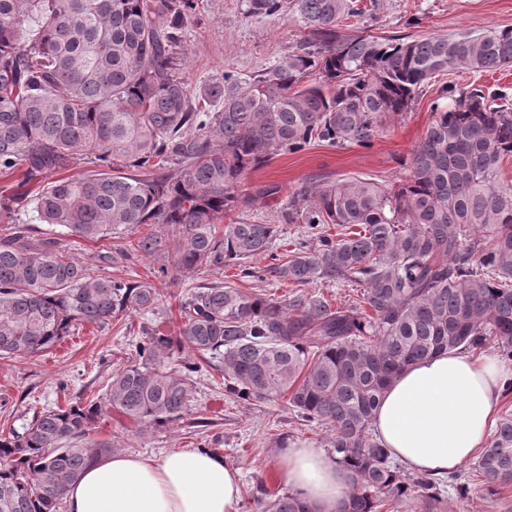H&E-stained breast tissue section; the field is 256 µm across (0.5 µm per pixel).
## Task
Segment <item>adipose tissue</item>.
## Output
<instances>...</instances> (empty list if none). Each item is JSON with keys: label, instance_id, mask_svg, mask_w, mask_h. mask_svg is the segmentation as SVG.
Returning a JSON list of instances; mask_svg holds the SVG:
<instances>
[{"label": "adipose tissue", "instance_id": "adipose-tissue-1", "mask_svg": "<svg viewBox=\"0 0 512 512\" xmlns=\"http://www.w3.org/2000/svg\"><path fill=\"white\" fill-rule=\"evenodd\" d=\"M512 364L491 352L445 351L403 369L374 414L373 438L407 470L445 479L479 454ZM280 482L312 512H341L351 492L335 455L310 442L278 449ZM242 474L203 446L89 463L66 492L68 512H240Z\"/></svg>", "mask_w": 512, "mask_h": 512}]
</instances>
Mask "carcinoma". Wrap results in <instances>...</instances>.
<instances>
[{
  "mask_svg": "<svg viewBox=\"0 0 512 512\" xmlns=\"http://www.w3.org/2000/svg\"><path fill=\"white\" fill-rule=\"evenodd\" d=\"M197 0H0V174L96 170L61 177L30 204L42 224L91 241L142 225L179 227L180 270H224L258 257L298 287L354 282L359 303L316 296L260 297L222 282L181 302V336L159 328L137 345L142 362L111 377L105 396L36 412L19 432L0 430V512H60L67 487L98 458L92 426L116 412L141 430L183 417L185 375L168 367L173 345L224 363V394L286 397L302 421L330 434L352 476L344 512H382L411 497L442 501L441 481L407 473L370 436L390 381L413 362L494 341L512 361V103L472 88L434 106L410 172L386 188L362 178L303 188L280 211L316 243L274 251L277 225L236 221L216 230L249 170L315 142L370 147L387 120L450 69L512 65V28L479 34L378 39L342 35L351 0H248L252 17L297 13L307 46L265 72L224 73L203 89L180 76L182 32ZM218 107L212 111V107ZM17 199L0 197V355L41 352L79 326L151 313L150 280L94 275L56 242H29ZM328 224L342 227L334 236ZM481 237L473 238L472 233ZM452 477L459 498L474 477L490 495L512 486V413L474 463ZM265 512H311L293 493Z\"/></svg>",
  "mask_w": 512,
  "mask_h": 512,
  "instance_id": "obj_1",
  "label": "carcinoma"
}]
</instances>
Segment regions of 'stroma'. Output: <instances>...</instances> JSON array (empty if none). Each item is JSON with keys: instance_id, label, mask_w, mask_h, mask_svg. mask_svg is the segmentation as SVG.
Returning a JSON list of instances; mask_svg holds the SVG:
<instances>
[{"instance_id": "35a3bbf8", "label": "stroma", "mask_w": 512, "mask_h": 512, "mask_svg": "<svg viewBox=\"0 0 512 512\" xmlns=\"http://www.w3.org/2000/svg\"><path fill=\"white\" fill-rule=\"evenodd\" d=\"M246 4L247 0H198V8L183 32L187 64L182 74L192 87L225 72L244 78L259 74L306 44L308 32L297 14L256 18L248 14ZM355 7L356 15L340 23V33L359 30L379 38H402L512 28V0H355ZM445 86L456 91L480 87L512 97V67L488 73L451 69L430 80L410 110L388 122L371 147L337 148L317 143L298 153L274 156L243 178L237 203L225 211L224 223L243 218L277 225L275 248L286 254L309 237L303 225L279 221V210L290 196L309 185L349 177L371 179L386 187L396 184L424 136L433 103ZM43 185V180L26 182L16 173L0 175V195H14L22 201L19 218L32 227L31 243L56 239L60 250L95 274L129 280L154 278L160 293L158 313H128L105 327L86 324L51 349L0 357V425L20 429L43 409L103 395L113 373L138 363L136 346L145 341L147 332L157 327L168 335H178L180 305L189 287L217 279L255 294L286 297L296 292L294 284L266 275L269 261L265 258L252 260L257 271L253 277L243 276L236 265L225 266L220 274L201 268L173 269L167 276H157V257L135 251L133 245L151 232L166 253H175L181 240L176 228L152 224L112 241L76 239L64 228L36 222L29 201ZM190 384L188 409L172 424L135 432L123 430L118 418L99 420L91 438L102 444L103 456H150L201 445L213 448L242 471L240 512H260L257 499L261 491H286L276 474L279 435L287 434L292 442L312 441L321 448L327 445L326 429L300 421L286 398L257 402L225 396L220 366H202L191 374ZM438 512H512V487L494 497L477 490L463 500L451 487H444Z\"/></svg>"}]
</instances>
